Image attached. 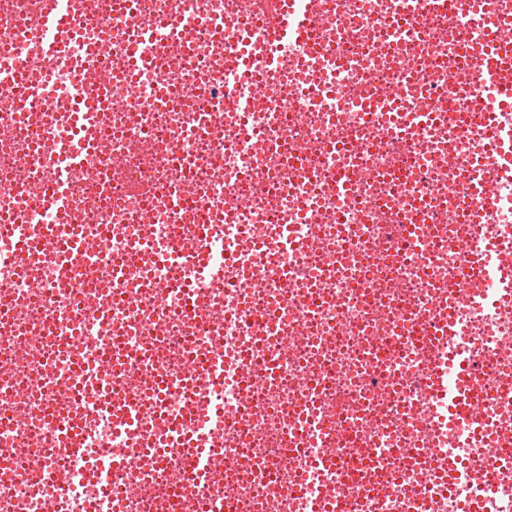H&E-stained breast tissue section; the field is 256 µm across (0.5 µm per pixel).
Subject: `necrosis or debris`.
Instances as JSON below:
<instances>
[{
	"mask_svg": "<svg viewBox=\"0 0 512 512\" xmlns=\"http://www.w3.org/2000/svg\"><path fill=\"white\" fill-rule=\"evenodd\" d=\"M414 4L301 0L354 71L301 44L266 54L257 0H68L75 57L36 59L21 94L0 90V208L100 253L86 268L33 253L25 277L2 262L0 234V512H44L48 487L18 491L16 473L69 467L42 442L75 421L94 469L76 471L71 492L98 512H157L175 493L192 512H309L301 482L351 512H460L468 496L512 512V461L501 458L512 440V306L501 304L512 248L495 254L500 277H461L463 239L512 241V150L468 125L464 99L448 93L471 86L493 47L449 0L420 17ZM165 14L177 24L160 37ZM131 43L157 56L156 73H133ZM271 68L278 86L252 96L246 117L231 112ZM130 84L135 95L104 120L78 117L75 94ZM74 147L70 209H35ZM347 166L358 177L340 193ZM139 184L150 194H135ZM480 187L498 209L477 207ZM207 224L224 227L207 264L175 270L162 252L171 229L190 250ZM457 294L482 301L449 312L448 349L493 363L477 439L466 419H435L418 365L429 348L413 338ZM215 357L246 375L225 383L220 407L212 374H184ZM410 447L405 471L396 451ZM470 447L500 463L497 489L473 472L437 488L435 467ZM118 456L126 479L115 485ZM213 458L217 480L187 483Z\"/></svg>",
	"mask_w": 512,
	"mask_h": 512,
	"instance_id": "obj_1",
	"label": "necrosis or debris"
}]
</instances>
